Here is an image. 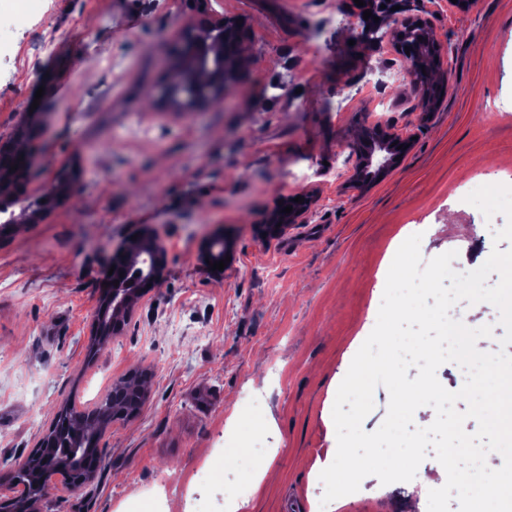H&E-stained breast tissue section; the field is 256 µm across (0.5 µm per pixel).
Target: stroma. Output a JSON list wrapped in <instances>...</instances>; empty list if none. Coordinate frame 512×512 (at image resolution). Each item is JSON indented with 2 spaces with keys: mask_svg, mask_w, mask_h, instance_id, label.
<instances>
[{
  "mask_svg": "<svg viewBox=\"0 0 512 512\" xmlns=\"http://www.w3.org/2000/svg\"><path fill=\"white\" fill-rule=\"evenodd\" d=\"M378 33L354 0H0V136L36 135L29 198L62 167L70 195L43 219L0 234V491L66 403L93 407L134 371L147 375L137 416L101 435L104 463L77 491L49 489L38 512H150L158 475L189 486L161 512H226V480L199 465L223 447L268 440L266 475L242 468V512H283L288 496L316 512L319 479L337 451L339 384L373 330L389 270L410 235L423 260L453 251L479 268L496 226L462 199L484 168L512 183V0H392ZM428 18L452 44V81L425 105L391 32ZM241 21L249 34L241 83L220 106L173 112L149 93L182 36L203 21ZM59 35L55 52L37 55ZM38 99L36 109L27 102ZM392 127L412 146L382 179L352 183L350 149L366 126ZM312 200L308 221L261 237L286 196ZM156 234L167 264L124 330L95 357L87 349L112 251ZM238 259L213 274L201 255L214 235ZM471 327L504 329L491 304L460 301ZM434 456L420 464L432 473ZM419 478L369 476L339 512H427Z\"/></svg>",
  "mask_w": 512,
  "mask_h": 512,
  "instance_id": "1",
  "label": "stroma"
}]
</instances>
